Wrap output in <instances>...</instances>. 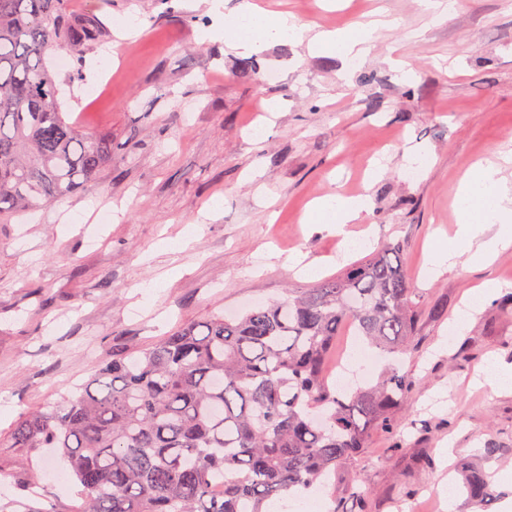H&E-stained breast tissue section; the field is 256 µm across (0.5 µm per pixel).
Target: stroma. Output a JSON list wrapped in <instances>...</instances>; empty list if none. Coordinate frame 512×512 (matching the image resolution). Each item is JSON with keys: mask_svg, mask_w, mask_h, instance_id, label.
<instances>
[{"mask_svg": "<svg viewBox=\"0 0 512 512\" xmlns=\"http://www.w3.org/2000/svg\"><path fill=\"white\" fill-rule=\"evenodd\" d=\"M257 1L305 29L355 28L380 11L387 25L352 62L298 42L230 49L206 0H69L74 18H100L105 29L66 67L48 66L86 92L111 69L96 102L69 110L109 142L112 158L96 190L0 219V395L11 405L0 433L179 325L315 287L289 269L291 256L332 277L397 243L420 312L404 365L417 379L399 412L405 443L398 450L374 435L323 495L354 481L369 490L372 512H468L464 495L450 501L438 491L450 452L494 476L501 497L488 512H512V388L479 377L488 355L512 364V318L485 302L464 336L441 345L473 288L512 285V248L487 266L463 261L425 274L431 245L455 238L461 178L512 150V0H455L439 21L424 0ZM122 18L137 36H115ZM243 61L256 77L237 78ZM271 100L279 112H267ZM258 122L265 130L252 134ZM412 153L430 163L410 178ZM336 191L369 193L370 245L348 251L304 223L310 202ZM215 201L220 211H211ZM98 209L111 210V223L92 222ZM190 223L200 230L188 251L157 250ZM165 274L167 287L145 297ZM491 442L499 453L489 458ZM64 467L42 451L0 448V512H72L75 484L28 487L32 473Z\"/></svg>", "mask_w": 512, "mask_h": 512, "instance_id": "35a3bbf8", "label": "stroma"}]
</instances>
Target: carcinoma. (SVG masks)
<instances>
[{"label": "carcinoma", "instance_id": "obj_1", "mask_svg": "<svg viewBox=\"0 0 512 512\" xmlns=\"http://www.w3.org/2000/svg\"><path fill=\"white\" fill-rule=\"evenodd\" d=\"M95 28L67 0H0V217L96 187L110 146L63 109L46 61ZM418 297L400 246L386 244L314 288L112 359L52 408L21 416L0 447L60 456L82 487L73 512H268L325 483L373 435L403 428ZM345 325L389 359L376 383L328 385ZM463 488L477 508L498 497L479 470ZM370 509L359 490L329 512Z\"/></svg>", "mask_w": 512, "mask_h": 512}]
</instances>
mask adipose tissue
<instances>
[{
  "label": "adipose tissue",
  "mask_w": 512,
  "mask_h": 512,
  "mask_svg": "<svg viewBox=\"0 0 512 512\" xmlns=\"http://www.w3.org/2000/svg\"><path fill=\"white\" fill-rule=\"evenodd\" d=\"M302 39L309 51L329 50L352 59L367 53L371 32L360 27L340 34L320 31L307 38L291 17L272 15L253 5L224 18V41L232 49L259 51L278 42ZM455 203L457 235L475 246L471 263L489 264L499 250L512 246V186L496 165H474L459 184ZM369 209L368 198L327 195L313 203L306 220L341 235L346 225L361 223Z\"/></svg>",
  "instance_id": "adipose-tissue-1"
}]
</instances>
